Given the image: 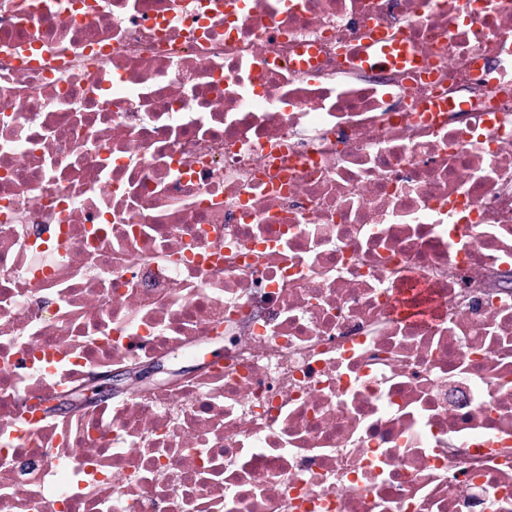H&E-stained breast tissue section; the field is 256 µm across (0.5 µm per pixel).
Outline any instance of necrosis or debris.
Segmentation results:
<instances>
[{"label":"necrosis or debris","instance_id":"4bbe7bcc","mask_svg":"<svg viewBox=\"0 0 512 512\" xmlns=\"http://www.w3.org/2000/svg\"><path fill=\"white\" fill-rule=\"evenodd\" d=\"M503 270L512 0H0V512H512ZM363 67L395 65L411 67L425 76V66L409 42L402 36L389 39L375 34L359 55ZM125 378L123 373H116V372H109L105 374H99L97 376H94L92 380L86 385L85 389L90 393V396L88 397L89 402H93L98 400L100 396L107 395L104 394L106 391H110L114 385H116L115 382L121 381ZM130 380H123L120 383V386H125L128 384Z\"/></svg>","mask_w":512,"mask_h":512}]
</instances>
